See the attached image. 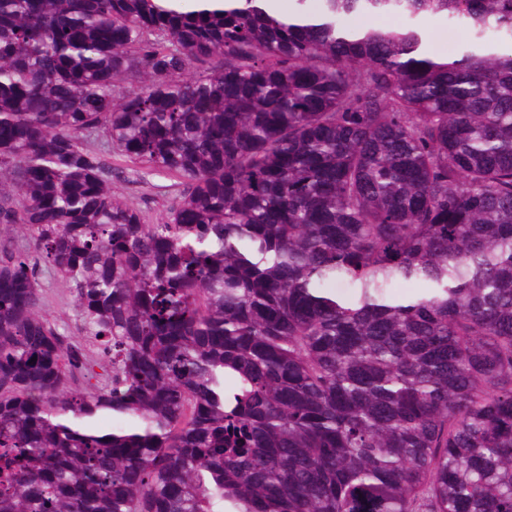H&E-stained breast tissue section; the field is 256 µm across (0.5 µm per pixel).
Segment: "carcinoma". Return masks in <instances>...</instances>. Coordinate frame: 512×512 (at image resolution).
Listing matches in <instances>:
<instances>
[{"label":"carcinoma","instance_id":"1","mask_svg":"<svg viewBox=\"0 0 512 512\" xmlns=\"http://www.w3.org/2000/svg\"><path fill=\"white\" fill-rule=\"evenodd\" d=\"M268 2L0 0V512H512V0ZM429 36V51L436 57L453 56L465 41V33L458 26L448 25V20L429 17L423 21ZM448 29H451L448 32ZM84 145L102 155L109 172L107 186L112 193L140 211L146 224H157L166 219L186 190L183 178L165 172H146L134 164L100 131L87 133ZM39 286L42 289L44 311L49 320L56 322L60 328L65 327L75 340L81 343L90 356H96L97 346L86 342L75 329V312L68 288L62 283L59 275L51 268L42 266L39 275Z\"/></svg>","mask_w":512,"mask_h":512}]
</instances>
